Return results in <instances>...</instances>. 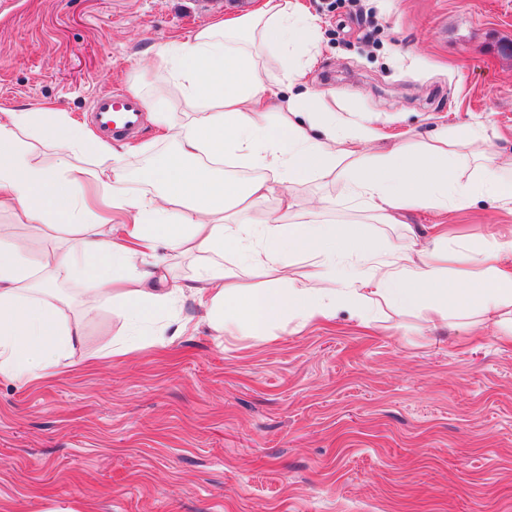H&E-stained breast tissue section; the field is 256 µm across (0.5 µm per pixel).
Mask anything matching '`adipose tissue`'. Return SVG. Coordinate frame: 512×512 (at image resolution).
<instances>
[{"label": "adipose tissue", "mask_w": 512, "mask_h": 512, "mask_svg": "<svg viewBox=\"0 0 512 512\" xmlns=\"http://www.w3.org/2000/svg\"><path fill=\"white\" fill-rule=\"evenodd\" d=\"M318 26L296 0H265L254 13L217 21L161 45L157 55L187 117L142 96L152 121L175 142V153L149 172L161 188L132 196L118 151L96 129L64 112L0 108V209L52 241L40 257L0 230V375L29 380L54 369L80 345L83 329L48 302L61 280H83L98 300L120 298L132 331L183 298L203 309L214 328L245 326L263 340L297 319L327 321L337 305L383 300L409 312L437 305L441 316L492 324L512 345V238L449 254L447 225L428 241L409 232L379 258L362 223L310 222L297 212L295 184L334 181L354 208L379 224L399 212H440L488 196L512 204V181L484 148L480 129L434 133L429 141L364 155V127H341L325 100L302 85ZM286 65L271 84L264 59ZM90 154L94 169L47 166L35 141ZM250 169L241 180L225 163ZM266 217L254 208L267 199ZM199 259L198 275L178 282L158 249ZM303 259L300 278L285 256ZM260 273L265 288L242 278Z\"/></svg>", "instance_id": "obj_1"}]
</instances>
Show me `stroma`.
Returning <instances> with one entry per match:
<instances>
[{"label":"stroma","mask_w":512,"mask_h":512,"mask_svg":"<svg viewBox=\"0 0 512 512\" xmlns=\"http://www.w3.org/2000/svg\"><path fill=\"white\" fill-rule=\"evenodd\" d=\"M264 0H0V107L47 105L91 122L114 87L179 104L156 49ZM316 18L305 85L336 120L375 132L365 154L438 128L483 127L512 159V0H298ZM375 27L358 37L357 14ZM119 164L132 195L172 152L149 120ZM314 219L360 213L336 183L293 186ZM381 247L409 229L448 227V249L512 236L488 199L401 223L363 221ZM82 345L47 376L0 375V512H512V345L428 309L374 308L373 328L337 305L331 323L288 321L258 340L213 331L190 300V328L123 358L119 301L62 283Z\"/></svg>","instance_id":"35a3bbf8"}]
</instances>
